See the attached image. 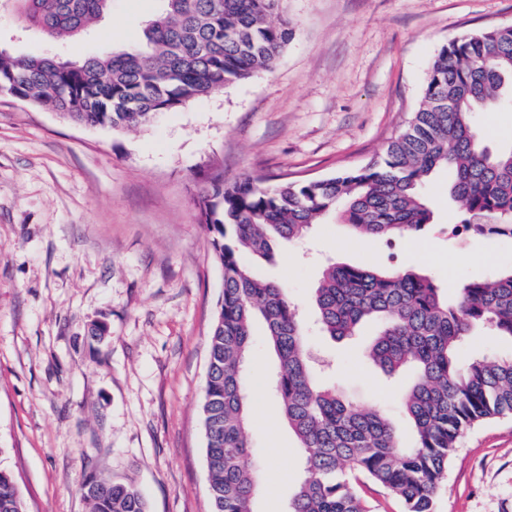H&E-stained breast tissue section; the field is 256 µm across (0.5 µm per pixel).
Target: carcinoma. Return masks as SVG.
<instances>
[{"mask_svg": "<svg viewBox=\"0 0 512 512\" xmlns=\"http://www.w3.org/2000/svg\"><path fill=\"white\" fill-rule=\"evenodd\" d=\"M27 26L49 42L76 39L112 0H14ZM144 42L79 61L0 49V93L50 108L88 127L131 130L157 114L274 68L291 37L278 0H159ZM512 94V26L453 39L429 69L407 128L385 155L334 176L233 181L215 172L198 197L224 289L209 334L202 405L213 512H256L259 476L250 457L245 388L253 324L261 320L278 357L271 397L299 441L304 478L288 512H369L360 478L401 499L405 512H433V499L464 433L512 415V357L457 355L473 328L512 338V266L464 283L456 301L416 270L328 265L314 291L325 335H360L379 323L369 357L383 372L409 368L400 400L414 427L405 446L381 410H367L322 384L297 309L284 289L255 276L246 258L269 260L334 216L359 237L414 235L432 222L421 193L439 168L452 173V201L476 235L512 237V147L485 144L473 114ZM89 512H147L132 482L92 478ZM0 512H25L13 474L0 469Z\"/></svg>", "mask_w": 512, "mask_h": 512, "instance_id": "carcinoma-1", "label": "carcinoma"}]
</instances>
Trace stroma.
Wrapping results in <instances>:
<instances>
[{"mask_svg":"<svg viewBox=\"0 0 512 512\" xmlns=\"http://www.w3.org/2000/svg\"><path fill=\"white\" fill-rule=\"evenodd\" d=\"M159 0H112L77 40L46 44L0 0V47L69 60L143 38ZM293 35L275 67L115 131L0 95V467L26 512H88L90 475L134 481L148 512H212L201 404L208 336L222 298L196 198L209 176L266 185L329 177L382 155L421 102L449 40L512 25V0H279ZM494 149L512 147V106L475 113ZM436 171L434 213L412 238L359 239L336 221L284 244L255 272L297 304L324 382L412 432L399 392L358 339L324 336L312 306L325 262L413 269L456 298L469 280L512 263V238L451 235L463 212ZM278 363L263 327L248 361L257 512H287L301 451L275 415ZM434 512H512V417L469 431L448 464Z\"/></svg>","mask_w":512,"mask_h":512,"instance_id":"stroma-1","label":"stroma"}]
</instances>
